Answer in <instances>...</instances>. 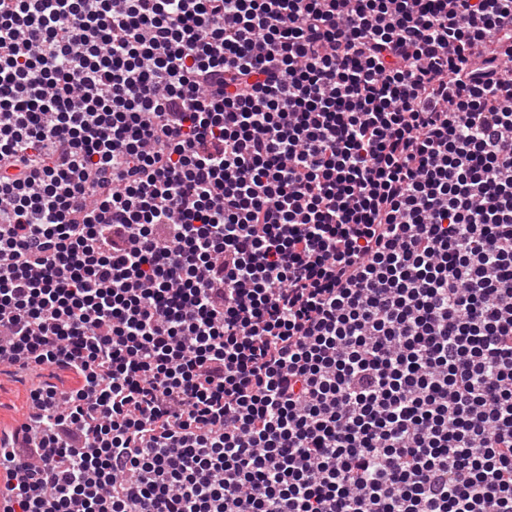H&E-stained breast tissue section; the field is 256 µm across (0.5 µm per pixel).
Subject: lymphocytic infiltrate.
Listing matches in <instances>:
<instances>
[{
  "mask_svg": "<svg viewBox=\"0 0 512 512\" xmlns=\"http://www.w3.org/2000/svg\"><path fill=\"white\" fill-rule=\"evenodd\" d=\"M11 512H512V0H0ZM28 383L0 374V428L8 430L28 408Z\"/></svg>",
  "mask_w": 512,
  "mask_h": 512,
  "instance_id": "lymphocytic-infiltrate-1",
  "label": "lymphocytic infiltrate"
}]
</instances>
